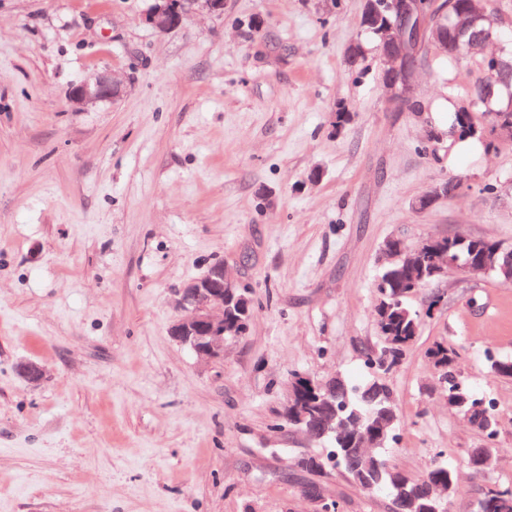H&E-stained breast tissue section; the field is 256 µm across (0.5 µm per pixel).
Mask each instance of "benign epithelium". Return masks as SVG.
Returning a JSON list of instances; mask_svg holds the SVG:
<instances>
[{
    "mask_svg": "<svg viewBox=\"0 0 512 512\" xmlns=\"http://www.w3.org/2000/svg\"><path fill=\"white\" fill-rule=\"evenodd\" d=\"M472 6L448 19L447 28L459 34L467 32L475 19L485 17L483 11ZM385 10L391 12L395 22L386 23L376 30L379 41L378 57L382 65V81L389 91L388 103L394 112L401 111L408 99V89L415 73L411 53L414 42L425 39L436 47L446 45L444 30L432 25L429 16L422 12L420 0H384ZM211 12L224 10V0H155L146 16V22L160 33L170 32L183 23L186 16L198 8ZM124 81L117 75H100L92 82H83L71 88L68 101L81 107L97 102H114L122 94ZM496 134L506 142L512 141V118L505 113H490ZM448 196V183L435 184L421 196L416 206L424 209L436 200ZM385 265L396 276L403 288H416L419 283L431 281L459 269L472 276L497 275L501 283L512 284V248L500 244H473L465 259L449 253L439 238L432 237L415 248L407 247L397 238L388 240L383 248ZM180 315L170 327V336L177 343L189 348L197 359L208 364L224 360V344L230 336L240 335L241 318L236 313L248 314L249 302L241 294V287L224 270V263L208 266L201 277L178 289ZM18 368L27 380L39 383L45 376L43 366L34 362H22ZM315 392H323V406L327 410L318 430L302 428L306 436L320 440L332 437L345 451L358 450L360 456L375 461L371 451L384 448L391 441L389 424L370 414L361 425L353 426L336 411V380L316 382ZM471 426L486 435V445L480 449L474 466L481 472L490 470L497 462L494 451L495 438L487 436L491 429L485 416L466 414Z\"/></svg>",
    "mask_w": 512,
    "mask_h": 512,
    "instance_id": "7a95c632",
    "label": "benign epithelium"
}]
</instances>
